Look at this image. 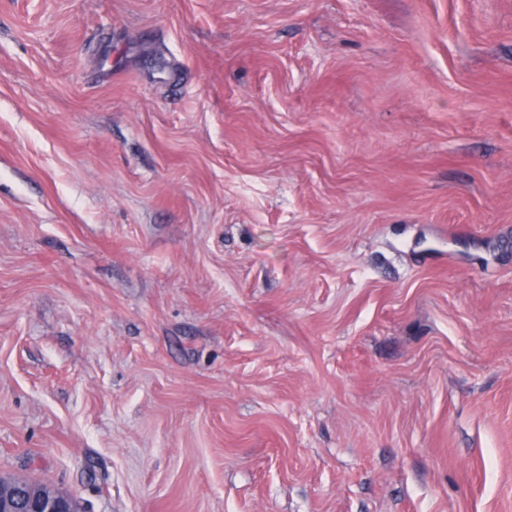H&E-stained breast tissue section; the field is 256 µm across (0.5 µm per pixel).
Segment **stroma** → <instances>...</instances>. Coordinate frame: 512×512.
Returning a JSON list of instances; mask_svg holds the SVG:
<instances>
[{
    "mask_svg": "<svg viewBox=\"0 0 512 512\" xmlns=\"http://www.w3.org/2000/svg\"><path fill=\"white\" fill-rule=\"evenodd\" d=\"M12 475L512 512V0H0Z\"/></svg>",
    "mask_w": 512,
    "mask_h": 512,
    "instance_id": "obj_1",
    "label": "stroma"
}]
</instances>
